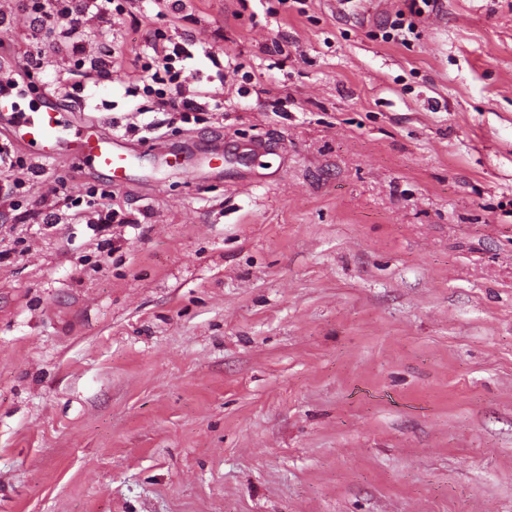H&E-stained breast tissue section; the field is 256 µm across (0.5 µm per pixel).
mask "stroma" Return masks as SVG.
I'll use <instances>...</instances> for the list:
<instances>
[{"instance_id": "obj_1", "label": "stroma", "mask_w": 512, "mask_h": 512, "mask_svg": "<svg viewBox=\"0 0 512 512\" xmlns=\"http://www.w3.org/2000/svg\"><path fill=\"white\" fill-rule=\"evenodd\" d=\"M25 4L0 56L41 52L33 104L143 177L0 179V512H512V0H437L403 43V0H127L75 34ZM157 29L223 110L166 126L71 51ZM155 142L224 171L154 182Z\"/></svg>"}]
</instances>
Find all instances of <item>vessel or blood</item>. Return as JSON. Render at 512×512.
I'll list each match as a JSON object with an SVG mask.
<instances>
[{"label":"vessel or blood","instance_id":"vessel-or-blood-1","mask_svg":"<svg viewBox=\"0 0 512 512\" xmlns=\"http://www.w3.org/2000/svg\"><path fill=\"white\" fill-rule=\"evenodd\" d=\"M30 92L22 63L13 56L1 58L0 119L7 122L13 144L42 161L65 157L79 167L106 172L116 187L130 182L134 155L122 136L104 131L97 121L68 118L55 105L23 106ZM223 158L218 148L192 161L176 149L161 153L167 176L197 181L221 173Z\"/></svg>","mask_w":512,"mask_h":512}]
</instances>
